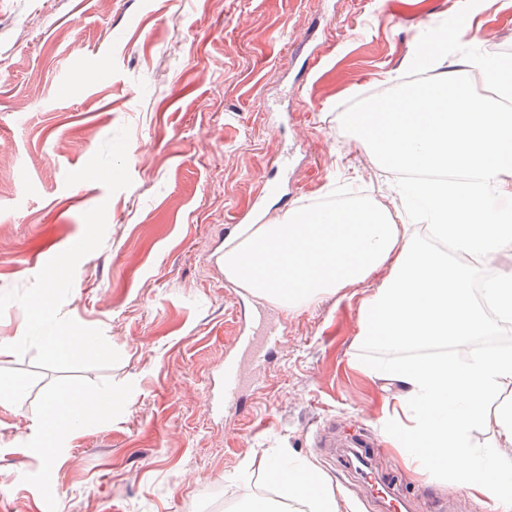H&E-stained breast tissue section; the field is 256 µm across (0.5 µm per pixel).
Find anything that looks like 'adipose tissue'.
<instances>
[{
    "label": "adipose tissue",
    "mask_w": 512,
    "mask_h": 512,
    "mask_svg": "<svg viewBox=\"0 0 512 512\" xmlns=\"http://www.w3.org/2000/svg\"><path fill=\"white\" fill-rule=\"evenodd\" d=\"M447 29L405 67L434 73L425 87L403 88L345 116L388 167L415 173L405 182L407 210L422 234L387 207L352 197L305 206L267 224L236 227L224 244V273L259 299L295 311L373 285L359 305L357 345L379 350L356 360L374 381L395 387L386 401L385 440L407 465L440 485L512 512V351L477 350L456 360L441 346L493 335L512 323V272L473 290V265L512 249V57L473 55L449 61ZM493 91L498 103H489ZM464 254L469 265L450 261ZM32 330L50 358L70 359L95 342L78 326L61 328L49 297ZM111 400L84 399L63 388L45 399L29 439L45 460L78 429L109 420ZM495 426L496 441L473 445V430ZM281 500L247 496L233 512H343L326 476L311 462L271 457L264 463Z\"/></svg>",
    "instance_id": "ef3b65f1"
}]
</instances>
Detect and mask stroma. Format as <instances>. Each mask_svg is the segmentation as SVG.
I'll return each instance as SVG.
<instances>
[{"label":"stroma","mask_w":512,"mask_h":512,"mask_svg":"<svg viewBox=\"0 0 512 512\" xmlns=\"http://www.w3.org/2000/svg\"><path fill=\"white\" fill-rule=\"evenodd\" d=\"M464 17L449 59L512 49V0H0V380L26 383L0 407V512H229L278 496L261 463L280 454L314 462L349 512H385L347 460L364 439L407 512H489L385 444L390 393L349 365L358 299L267 305L278 338L222 400L257 303L219 260L232 218L400 206L398 173L342 115L404 84L402 61ZM44 288L101 351L44 354ZM62 386L116 399L50 463L25 435Z\"/></svg>","instance_id":"35a3bbf8"}]
</instances>
